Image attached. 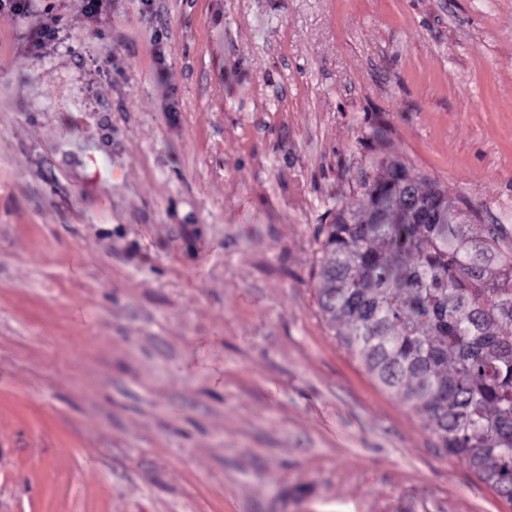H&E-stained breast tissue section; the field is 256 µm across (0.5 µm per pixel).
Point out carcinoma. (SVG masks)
<instances>
[{
	"label": "carcinoma",
	"mask_w": 512,
	"mask_h": 512,
	"mask_svg": "<svg viewBox=\"0 0 512 512\" xmlns=\"http://www.w3.org/2000/svg\"><path fill=\"white\" fill-rule=\"evenodd\" d=\"M359 207L325 225L319 307L427 419L438 447L512 494V238L448 220V190L373 158Z\"/></svg>",
	"instance_id": "carcinoma-1"
}]
</instances>
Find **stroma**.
Segmentation results:
<instances>
[{"label": "stroma", "mask_w": 512, "mask_h": 512, "mask_svg": "<svg viewBox=\"0 0 512 512\" xmlns=\"http://www.w3.org/2000/svg\"><path fill=\"white\" fill-rule=\"evenodd\" d=\"M34 8L0 12V512H512L317 277L374 156L512 235V0Z\"/></svg>", "instance_id": "35a3bbf8"}]
</instances>
